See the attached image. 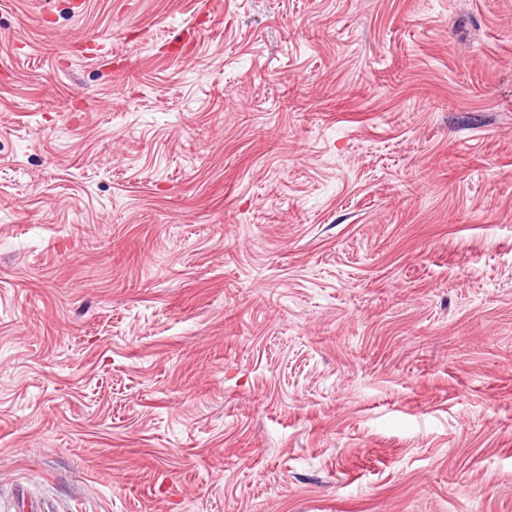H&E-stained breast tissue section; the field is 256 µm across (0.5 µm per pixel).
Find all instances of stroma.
Segmentation results:
<instances>
[{"label": "stroma", "mask_w": 512, "mask_h": 512, "mask_svg": "<svg viewBox=\"0 0 512 512\" xmlns=\"http://www.w3.org/2000/svg\"><path fill=\"white\" fill-rule=\"evenodd\" d=\"M23 483L512 512V0H0V512Z\"/></svg>", "instance_id": "obj_1"}]
</instances>
